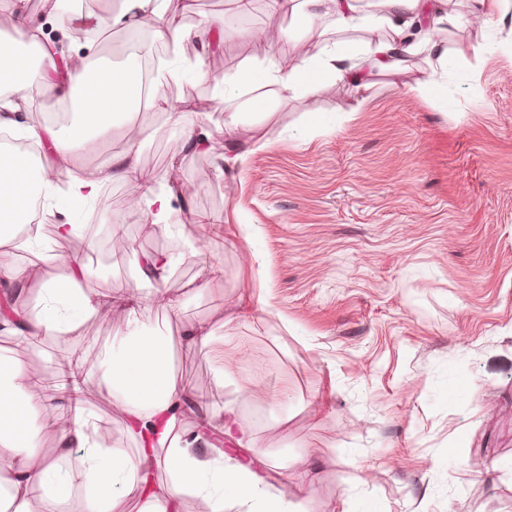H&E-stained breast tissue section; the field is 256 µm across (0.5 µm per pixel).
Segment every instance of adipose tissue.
<instances>
[{"label":"adipose tissue","instance_id":"ef3b65f1","mask_svg":"<svg viewBox=\"0 0 512 512\" xmlns=\"http://www.w3.org/2000/svg\"><path fill=\"white\" fill-rule=\"evenodd\" d=\"M443 5L444 0H378L377 15L367 17L360 11L359 0H269L274 10L288 8L312 21L330 19L341 36L373 25L386 28L388 36L358 47L341 38L326 41L302 49L293 66L272 61L242 69L216 84L214 93L221 101L236 103L239 112H259L270 99L310 95L328 84L363 86V68L385 69L404 55L423 52L447 63V49L433 38L443 21ZM189 7L188 0L177 9L172 8L171 0H122L118 22L137 28L144 18L154 16L161 22L157 37L172 50V62L166 63L147 93L128 64L100 66L87 60L59 73L55 55L42 41L40 31L28 26L23 16H16L12 43L34 47L36 60L27 66L24 78L7 82L0 93V128L46 147L55 166L66 169L73 164L75 152L95 151L116 126L134 124L145 98L151 107L169 112L190 148L208 145V132L189 118V102L173 103L161 90L165 83L180 81L188 74L199 80L207 77L206 46H199L193 58L182 55L190 31L181 13ZM56 78L61 79L64 98L73 111L71 122L60 131L33 123L29 113L15 111L11 102L31 85L49 84ZM140 148V140H128L109 164L82 168L64 189L47 178L42 160L29 162L22 171L14 154L0 149V248L11 247L21 228L32 223L37 213L33 202H42V211L49 215L75 213L94 201L105 183L115 180L126 185L147 223L167 233L178 232L190 218L175 207V187L167 177L153 183L140 178ZM177 261L173 253L157 252L137 263L133 283L121 299L128 309L123 326L132 334L130 341L105 351L95 371L83 372L78 354L69 367L59 370L58 387L68 395L71 418L55 457H37L40 435L36 419L44 405L35 395L39 378L19 361L0 362V483L6 485L8 500H23L41 489L57 510L79 490L83 493L82 512H112V496L118 491L140 500V512H173L176 498L197 494L208 498L210 512H227L231 500L238 512H294L291 492L271 493L251 465L226 459L223 451L199 456L198 448L210 447V439L200 433L184 436L175 431L188 392L169 367L166 346L138 335L134 307L144 296L161 297V285ZM68 269L65 280L42 281L43 305L9 322L10 331L25 337L68 335L111 305V296L89 288L82 264L69 262ZM91 381L111 393L117 414L140 428L142 443L149 445L155 462L170 476L163 486H144L139 476L142 460L121 449L100 446L98 418L80 400Z\"/></svg>","mask_w":512,"mask_h":512}]
</instances>
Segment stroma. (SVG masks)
<instances>
[{
  "mask_svg": "<svg viewBox=\"0 0 512 512\" xmlns=\"http://www.w3.org/2000/svg\"><path fill=\"white\" fill-rule=\"evenodd\" d=\"M69 54L120 56L128 28L121 0H82L102 39L76 41L36 0H0ZM433 33L448 50L446 96L411 87L430 63L403 58L368 90L332 84L270 104L239 124L265 145L242 171L219 175L212 154L185 147L166 112L138 117L145 179L179 172L176 207L201 216L184 227L194 250L165 285L181 310H137L145 335L170 336V367L209 404H232L257 438L243 448L215 433L225 456L251 461L272 490L290 486L310 459L320 472L295 489L297 512H512V0L482 14L477 0H449ZM186 57L211 44L208 77L166 84L192 91L193 116L224 136L214 82L249 65L295 63L298 47L329 23L274 12L256 0H193ZM483 45L481 61L471 46ZM329 123L303 134L311 114ZM93 238L41 240L81 260L92 287L122 296L143 254L175 247L147 224L121 183L101 190ZM128 250L113 255L110 225ZM262 263L267 285L254 287ZM205 327L207 350L182 344ZM122 338L109 309L76 332L21 341L0 331V359L52 379L82 347L86 365ZM237 349H229V342ZM223 384H213L217 374ZM87 407L112 430L113 447L139 443L105 389ZM490 472L477 477L473 463Z\"/></svg>",
  "mask_w": 512,
  "mask_h": 512,
  "instance_id": "35a3bbf8",
  "label": "stroma"
}]
</instances>
